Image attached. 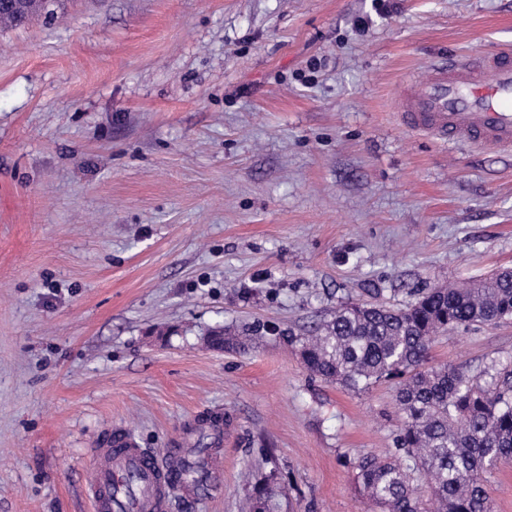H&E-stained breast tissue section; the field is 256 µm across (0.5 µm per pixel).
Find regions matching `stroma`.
Segmentation results:
<instances>
[{
  "label": "stroma",
  "mask_w": 512,
  "mask_h": 512,
  "mask_svg": "<svg viewBox=\"0 0 512 512\" xmlns=\"http://www.w3.org/2000/svg\"><path fill=\"white\" fill-rule=\"evenodd\" d=\"M389 2L46 0L0 27V512H93L105 433L163 458L212 416L222 486L167 512H245L269 475L287 512H365L396 385L326 382L289 335L512 269V153L396 113L405 76L512 49V0ZM510 356L512 318L429 363Z\"/></svg>",
  "instance_id": "obj_1"
}]
</instances>
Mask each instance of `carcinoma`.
Masks as SVG:
<instances>
[{
  "mask_svg": "<svg viewBox=\"0 0 512 512\" xmlns=\"http://www.w3.org/2000/svg\"><path fill=\"white\" fill-rule=\"evenodd\" d=\"M44 0H14L0 22L23 25ZM512 317V273L461 285L437 284L404 308L355 304L336 310L312 336H292L306 369L354 392L400 379L403 416L395 451L354 462L363 495L377 512H491L487 486L512 458V359L479 379L463 365L424 367L432 338L462 325ZM272 477L254 489L251 512H273Z\"/></svg>",
  "mask_w": 512,
  "mask_h": 512,
  "instance_id": "carcinoma-1",
  "label": "carcinoma"
}]
</instances>
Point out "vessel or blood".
I'll return each instance as SVG.
<instances>
[{
  "instance_id": "1",
  "label": "vessel or blood",
  "mask_w": 512,
  "mask_h": 512,
  "mask_svg": "<svg viewBox=\"0 0 512 512\" xmlns=\"http://www.w3.org/2000/svg\"><path fill=\"white\" fill-rule=\"evenodd\" d=\"M401 126L443 144L512 150V52L485 51L436 62L408 77L396 101ZM203 485L187 482L169 462L138 448L104 444L86 471L94 512H165L171 491L196 498L220 477L205 467Z\"/></svg>"
}]
</instances>
